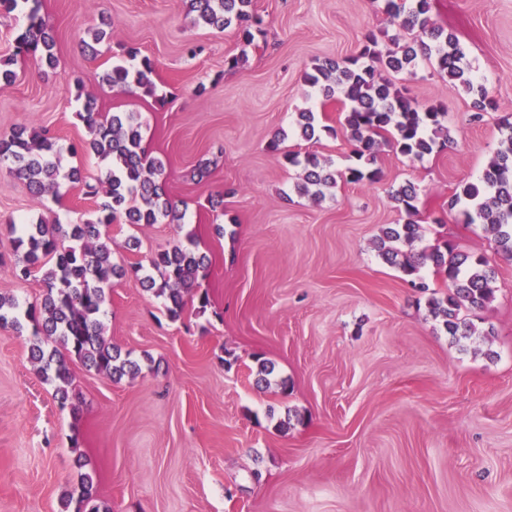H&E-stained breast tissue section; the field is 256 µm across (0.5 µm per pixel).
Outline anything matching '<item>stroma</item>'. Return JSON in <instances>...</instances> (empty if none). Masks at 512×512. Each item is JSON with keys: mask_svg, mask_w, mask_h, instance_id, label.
<instances>
[{"mask_svg": "<svg viewBox=\"0 0 512 512\" xmlns=\"http://www.w3.org/2000/svg\"><path fill=\"white\" fill-rule=\"evenodd\" d=\"M41 4L54 69L17 54L26 18L0 15V59L16 73L0 81V135L46 133L63 166L95 176L100 163L80 150L89 133L77 92L101 112L140 113L144 145L163 160L185 219L115 220L113 260L144 264L189 235L208 268L175 320L137 281L113 280L101 320L141 371L115 382L71 362L73 411L37 373L28 335L0 327V512H61L78 451L110 512H512V259L448 207L458 183L479 181L499 118L512 113V0H431L432 20L458 37L497 110L473 120L470 96L449 92L428 60L392 74L416 101L445 105L452 144L420 161L382 147L379 182L338 181L318 204L292 191L299 170L283 152H316L339 172L359 159L345 137L291 136L304 109L339 124L341 102L323 103L304 76L315 61L357 55L367 32L411 40L382 0H253L268 34L251 43L234 27L192 25L186 0ZM104 21L110 40L85 49ZM125 49L153 61L155 95L100 86ZM283 129L282 153L270 152ZM406 181L418 192V248L449 242L495 268L493 300L468 315L489 337L448 336L425 295L379 257L376 238L401 221L389 191ZM96 216L80 186L38 201L0 168V294L32 302L42 293L12 271L9 222ZM258 354L274 367L272 387L256 383Z\"/></svg>", "mask_w": 512, "mask_h": 512, "instance_id": "35a3bbf8", "label": "stroma"}]
</instances>
